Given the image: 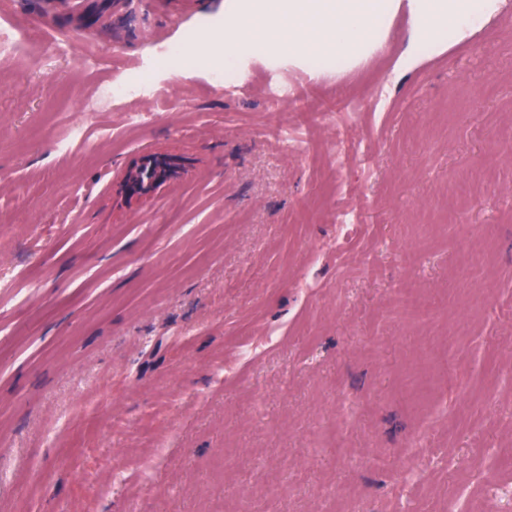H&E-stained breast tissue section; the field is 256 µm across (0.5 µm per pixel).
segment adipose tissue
Returning <instances> with one entry per match:
<instances>
[{
  "instance_id": "1",
  "label": "adipose tissue",
  "mask_w": 512,
  "mask_h": 512,
  "mask_svg": "<svg viewBox=\"0 0 512 512\" xmlns=\"http://www.w3.org/2000/svg\"><path fill=\"white\" fill-rule=\"evenodd\" d=\"M224 41L205 42V63L233 68L239 54L287 59L319 76L331 60L337 71L368 66L385 50L395 20L411 21L412 52L435 55L469 39L512 10V0H229Z\"/></svg>"
}]
</instances>
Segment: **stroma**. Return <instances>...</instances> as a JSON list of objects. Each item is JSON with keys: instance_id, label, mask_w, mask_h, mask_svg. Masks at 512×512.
Masks as SVG:
<instances>
[{"instance_id": "stroma-1", "label": "stroma", "mask_w": 512, "mask_h": 512, "mask_svg": "<svg viewBox=\"0 0 512 512\" xmlns=\"http://www.w3.org/2000/svg\"><path fill=\"white\" fill-rule=\"evenodd\" d=\"M94 2L0 0V512H512V11L406 69L399 18L303 115L287 63L159 66L225 0ZM167 157L171 167L165 168L155 166V160ZM182 159L179 156L164 153L143 154L136 160L131 169L122 179V188L127 200L142 199L150 196L157 189L177 176L182 169Z\"/></svg>"}]
</instances>
